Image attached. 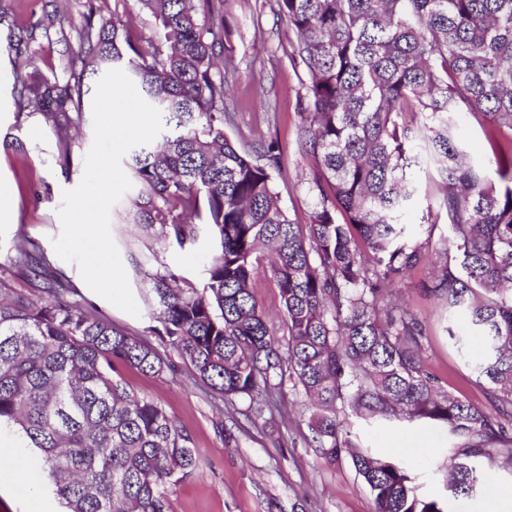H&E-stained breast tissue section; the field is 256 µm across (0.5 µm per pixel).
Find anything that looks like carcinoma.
I'll list each match as a JSON object with an SVG mask.
<instances>
[{
    "mask_svg": "<svg viewBox=\"0 0 512 512\" xmlns=\"http://www.w3.org/2000/svg\"><path fill=\"white\" fill-rule=\"evenodd\" d=\"M159 28L145 49L120 19L88 16L72 64L91 74L123 67L163 130L131 150L140 189L134 221L180 248L213 243L202 290L165 270L149 292L177 352L214 399L263 408L293 382L313 413L319 455L343 457L370 492L374 512H446L420 497L405 467L356 448L337 404L366 421H426L453 440L448 491L468 499L488 469H512V146L474 165L455 139L453 115L512 132V0H277L307 72L303 149L316 161L307 224L290 219L277 191L281 149L257 155L224 135L226 77L209 37L212 0H134ZM16 92L51 114L62 150L82 118L83 86L58 79ZM421 155L410 154L412 145ZM433 166L440 193L427 239L402 216L416 192L412 171ZM420 290L463 308L483 353L475 364L485 407L428 371L427 325L391 300L429 255ZM13 265L41 270L47 298L0 294V428L39 455L67 512H172L171 493L201 467L195 442L152 397L135 395L115 365L158 374L147 340L112 327L70 300L71 285L44 253L16 246ZM269 273L278 289L285 345L251 292Z\"/></svg>",
    "mask_w": 512,
    "mask_h": 512,
    "instance_id": "1",
    "label": "carcinoma"
}]
</instances>
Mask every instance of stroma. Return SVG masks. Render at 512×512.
Masks as SVG:
<instances>
[{
  "label": "stroma",
  "instance_id": "stroma-1",
  "mask_svg": "<svg viewBox=\"0 0 512 512\" xmlns=\"http://www.w3.org/2000/svg\"><path fill=\"white\" fill-rule=\"evenodd\" d=\"M223 13L224 52L233 58L226 75L230 93L224 133L251 151L260 141L278 140L282 172L275 183L282 203L295 223H308L316 202L308 190L315 162L298 141L307 74L291 60L294 35L276 0H224ZM91 14L118 15L124 34L142 47L158 40L153 21L135 0H0V68L11 73L27 69L41 80L78 77L84 85H95V77L70 66L78 33ZM92 100L84 95L80 132L63 152L46 113L19 104L13 81L0 83V181L11 190L14 212L13 223L0 224V280L12 295L33 301L42 296L34 280L14 268L16 246L32 242L56 259L53 241L61 233L62 195L80 183L93 142ZM454 125L471 161L482 164L491 152V128L478 125L466 112L455 114ZM136 194L132 188L122 196L110 221L141 315L105 306L100 312L114 327L144 337L160 352L166 363L161 375L128 366L118 372L135 393L164 406L191 434L204 460L194 477L174 488L173 512H373L372 497L350 460L328 464L320 458L308 428L311 408L300 391L284 385L278 408L270 411H257L246 400L217 410L206 387L154 333L146 296L150 275L168 269L186 285L202 287L212 248L202 241L180 249L143 230L133 221ZM429 272L425 265L413 270L403 292L429 329L425 363L450 390L483 401L470 366L448 341V327L467 331V318L449 314L446 305L421 294L419 285ZM220 422L232 429L234 440L217 434ZM347 430L356 443L404 465L417 494L442 500L449 512H512V472L502 469L494 471L488 491L461 505L454 501L447 488L449 441L434 425L368 427L353 419Z\"/></svg>",
  "mask_w": 512,
  "mask_h": 512
}]
</instances>
